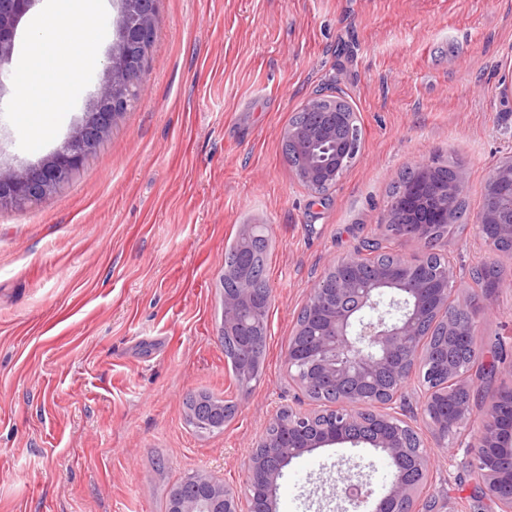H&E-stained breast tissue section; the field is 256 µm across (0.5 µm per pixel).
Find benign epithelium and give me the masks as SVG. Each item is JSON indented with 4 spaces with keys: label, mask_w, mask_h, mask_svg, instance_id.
I'll use <instances>...</instances> for the list:
<instances>
[{
    "label": "benign epithelium",
    "mask_w": 512,
    "mask_h": 512,
    "mask_svg": "<svg viewBox=\"0 0 512 512\" xmlns=\"http://www.w3.org/2000/svg\"><path fill=\"white\" fill-rule=\"evenodd\" d=\"M116 38L104 63V77L90 100L80 124L70 137L37 164H0V208H16L47 199L74 172L84 166L120 118L132 106L136 88L146 74V59L156 32L157 0H118ZM34 0H0V65L12 60L19 24ZM336 116L317 125H290L284 133L300 152L298 179L317 192L335 184L356 159L359 141L356 113L346 111V101L335 99ZM467 191L463 171L443 183L438 166L422 162L402 194L387 206L382 223L387 238L426 243L437 228L453 223L457 204ZM487 198L475 224L476 234L491 252L496 245L512 243V155L504 157L490 174ZM372 256L355 251L336 258L309 290L307 316L320 312L323 329L308 354L292 343L284 362L289 378L301 389L327 390L333 401L315 411L291 407L268 424L245 464L246 485L264 491L263 512H276L278 480L294 460L335 445H366L379 450L393 476L383 494L372 497L367 483L353 475L344 481L352 493L336 495L343 512H420L419 489L429 479L433 461L416 431L405 426L397 412L375 413L368 407L394 406L405 399L408 368L417 362L440 372L456 384L461 398L451 407L441 406V394L424 393L422 410L436 442L443 446L469 419L477 396L475 383L479 356L472 369L461 373L448 349L412 350L428 323L440 322L452 341L475 348V323L489 310L488 298L504 283L482 266L474 274L485 280L484 293L469 298L448 313V291L457 283L453 262L432 271L415 264L401 252L368 245ZM271 304V293L258 300L250 281L224 293V334H245V314L255 304ZM482 429L472 444L480 492L496 501L501 512H512V495L500 489L512 486V417L506 415L499 396L481 400ZM171 512H242L237 490L207 473H194L177 496Z\"/></svg>",
    "instance_id": "1"
}]
</instances>
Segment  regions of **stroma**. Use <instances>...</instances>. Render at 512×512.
<instances>
[{"label":"stroma","instance_id":"1","mask_svg":"<svg viewBox=\"0 0 512 512\" xmlns=\"http://www.w3.org/2000/svg\"><path fill=\"white\" fill-rule=\"evenodd\" d=\"M133 106L43 202L0 210V512H166L205 471L242 488L244 463L280 408L308 407L284 355L314 280L381 237L389 190L420 162L468 179L467 219L437 243L459 269L502 270L476 345L512 351V256L473 226L486 180L512 154V0H158ZM357 114L355 162L324 193L283 159L292 116L317 95ZM264 224L272 291L261 375L237 387L218 340L224 252ZM233 401L223 430L195 432L184 401ZM473 410L432 446L433 512H500L466 453ZM388 463L337 445L283 471L278 512H332L341 476L373 489Z\"/></svg>","mask_w":512,"mask_h":512}]
</instances>
